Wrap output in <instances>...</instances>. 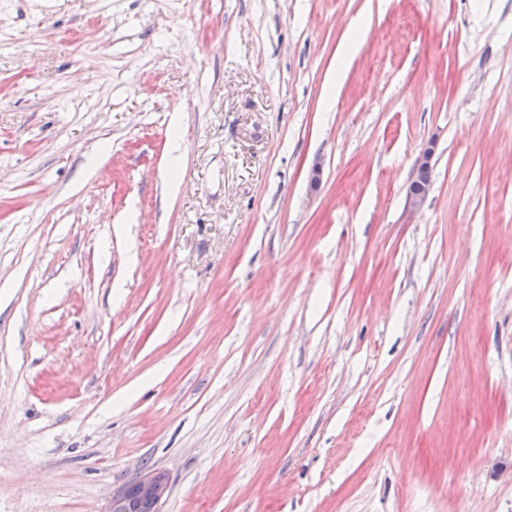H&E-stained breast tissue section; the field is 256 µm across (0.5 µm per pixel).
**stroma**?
Returning <instances> with one entry per match:
<instances>
[{"label":"stroma","instance_id":"35a3bbf8","mask_svg":"<svg viewBox=\"0 0 512 512\" xmlns=\"http://www.w3.org/2000/svg\"><path fill=\"white\" fill-rule=\"evenodd\" d=\"M150 469L512 512V0H0V512Z\"/></svg>","mask_w":512,"mask_h":512}]
</instances>
